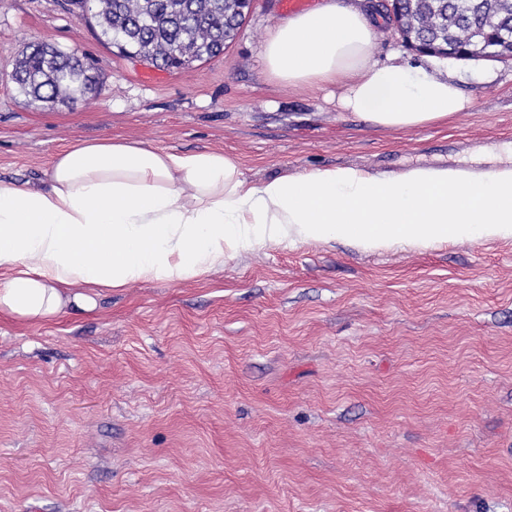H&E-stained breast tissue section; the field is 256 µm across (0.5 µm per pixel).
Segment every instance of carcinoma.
Returning a JSON list of instances; mask_svg holds the SVG:
<instances>
[{
	"instance_id": "1",
	"label": "carcinoma",
	"mask_w": 512,
	"mask_h": 512,
	"mask_svg": "<svg viewBox=\"0 0 512 512\" xmlns=\"http://www.w3.org/2000/svg\"><path fill=\"white\" fill-rule=\"evenodd\" d=\"M238 0H95L94 21L110 45L159 67L176 68L171 52L204 61L221 54L242 22ZM415 38L456 41L475 31L512 28V0H403ZM12 80L32 102H64L100 83L94 68L44 42L19 54Z\"/></svg>"
}]
</instances>
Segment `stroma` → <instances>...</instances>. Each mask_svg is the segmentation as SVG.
Wrapping results in <instances>:
<instances>
[{
    "mask_svg": "<svg viewBox=\"0 0 512 512\" xmlns=\"http://www.w3.org/2000/svg\"><path fill=\"white\" fill-rule=\"evenodd\" d=\"M286 17L255 0L222 54L167 71L62 0H0V180L39 185L99 138L222 152L254 181L480 171L512 145V64L449 60L469 111L378 128L270 78L262 46ZM38 40L87 58L97 96L20 95L15 61ZM371 52L424 60L385 23ZM0 512H512V237L271 243L90 313L0 315Z\"/></svg>",
    "mask_w": 512,
    "mask_h": 512,
    "instance_id": "stroma-1",
    "label": "stroma"
}]
</instances>
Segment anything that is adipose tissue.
I'll use <instances>...</instances> for the list:
<instances>
[{
  "label": "adipose tissue",
  "mask_w": 512,
  "mask_h": 512,
  "mask_svg": "<svg viewBox=\"0 0 512 512\" xmlns=\"http://www.w3.org/2000/svg\"><path fill=\"white\" fill-rule=\"evenodd\" d=\"M370 12L368 0H325L284 20L263 44L269 76L294 90L336 87L339 108L392 130L470 109L450 76L375 63ZM511 236V148L479 173L328 167L256 182L220 152L86 140L59 151L40 185L0 181V314L45 323L70 306L91 312L113 290L197 278L273 241L374 251Z\"/></svg>",
  "instance_id": "1"
}]
</instances>
